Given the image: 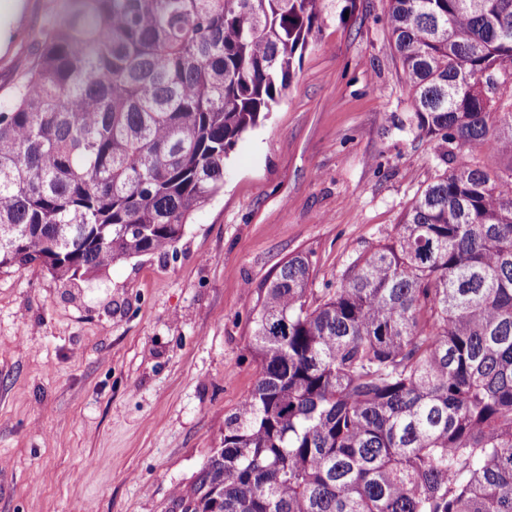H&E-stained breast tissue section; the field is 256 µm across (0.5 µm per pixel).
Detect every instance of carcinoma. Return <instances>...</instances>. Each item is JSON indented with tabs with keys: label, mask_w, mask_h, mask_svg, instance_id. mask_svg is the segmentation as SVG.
<instances>
[{
	"label": "carcinoma",
	"mask_w": 512,
	"mask_h": 512,
	"mask_svg": "<svg viewBox=\"0 0 512 512\" xmlns=\"http://www.w3.org/2000/svg\"><path fill=\"white\" fill-rule=\"evenodd\" d=\"M0 102V269L166 254L285 95L322 0H70ZM445 165L314 294L256 289L258 378L181 512H512V0H388Z\"/></svg>",
	"instance_id": "cac0c4a2"
}]
</instances>
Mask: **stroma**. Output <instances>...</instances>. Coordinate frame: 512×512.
<instances>
[{"label": "stroma", "mask_w": 512, "mask_h": 512, "mask_svg": "<svg viewBox=\"0 0 512 512\" xmlns=\"http://www.w3.org/2000/svg\"><path fill=\"white\" fill-rule=\"evenodd\" d=\"M0 101L66 0H26ZM287 94L237 142L173 252L76 286L0 270V512H180L251 392L256 287L307 253L314 291L396 231L442 171L412 120L388 0H324Z\"/></svg>", "instance_id": "obj_1"}]
</instances>
